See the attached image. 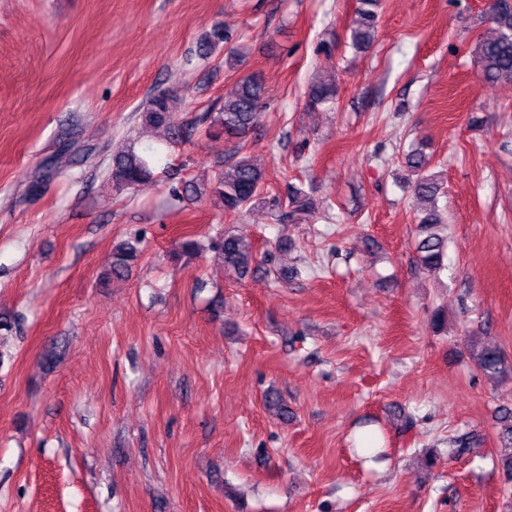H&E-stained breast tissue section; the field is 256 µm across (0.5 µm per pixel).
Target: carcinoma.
I'll use <instances>...</instances> for the list:
<instances>
[{
  "instance_id": "obj_1",
  "label": "carcinoma",
  "mask_w": 512,
  "mask_h": 512,
  "mask_svg": "<svg viewBox=\"0 0 512 512\" xmlns=\"http://www.w3.org/2000/svg\"><path fill=\"white\" fill-rule=\"evenodd\" d=\"M380 0H358L355 18L350 30V40L357 50L369 49L375 39L378 25ZM487 19L492 25V34L476 41L473 58L482 79L487 83H512V0H493L486 9ZM231 40L224 25L216 23L206 30L197 42V56L208 60L218 49ZM336 80L327 69L318 70L308 87V104L312 107L333 106L337 99ZM266 88L258 76L241 77L224 92V100L214 112H205L199 123L206 125V133L222 137L233 144L234 160L225 161L216 167L212 180L200 184L185 180L173 190V196H191L202 200L211 197L217 201L226 217H238L241 212L264 192L268 176L267 162L257 156L243 153L242 139L254 127L259 111L264 107ZM181 105L179 100L166 92L150 96L142 104L143 124L163 127L171 140L183 137V128L177 121ZM408 177L404 184L418 204L417 224L421 238L416 245L420 267L434 273L441 269L445 257L447 234L439 229L442 223L439 198L445 194L442 177L428 168L429 158L421 149L404 156ZM115 189L133 188L152 179L149 162L133 147L117 148L112 154V165L108 171ZM281 208L283 216L292 220L299 215H310L317 209L316 199L306 191L291 186ZM209 248L215 252L224 271L241 278L246 276L257 261L253 243L230 230L218 233L211 239ZM141 257L139 241L124 240L112 250V262L101 275L105 282L122 280ZM472 358L477 369L487 378L496 379L506 370L504 355L495 345H484L473 350ZM499 447L508 450L500 457L504 473L512 481V409L503 408L497 416Z\"/></svg>"
}]
</instances>
